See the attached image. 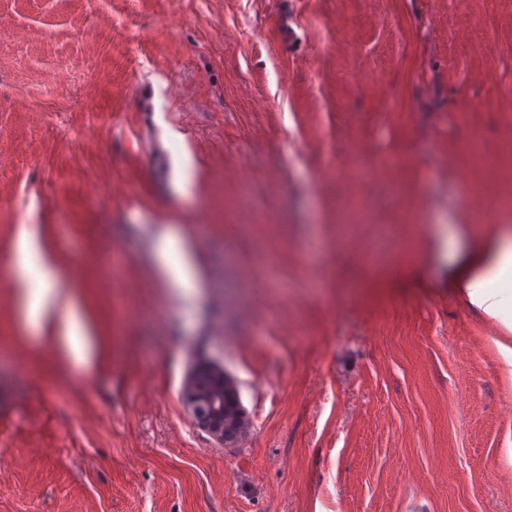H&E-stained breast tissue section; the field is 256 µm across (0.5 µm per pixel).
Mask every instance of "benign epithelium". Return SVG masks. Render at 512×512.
<instances>
[{"mask_svg":"<svg viewBox=\"0 0 512 512\" xmlns=\"http://www.w3.org/2000/svg\"><path fill=\"white\" fill-rule=\"evenodd\" d=\"M186 409L198 426L224 443V376L200 380L188 378L183 394Z\"/></svg>","mask_w":512,"mask_h":512,"instance_id":"obj_1","label":"benign epithelium"}]
</instances>
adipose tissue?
Instances as JSON below:
<instances>
[{
    "label": "adipose tissue",
    "mask_w": 512,
    "mask_h": 512,
    "mask_svg": "<svg viewBox=\"0 0 512 512\" xmlns=\"http://www.w3.org/2000/svg\"><path fill=\"white\" fill-rule=\"evenodd\" d=\"M448 246L454 255L449 288L512 333V232L499 230L465 248L452 237ZM153 260L156 273L169 288L183 298L195 297L200 286L196 257L177 233L161 235ZM13 273L21 286L19 303L26 320L35 326L54 323L68 361L80 372H89L96 352L85 337L75 301L65 299L58 289L57 272L45 259L33 225L17 228Z\"/></svg>",
    "instance_id": "ef3b65f1"
}]
</instances>
